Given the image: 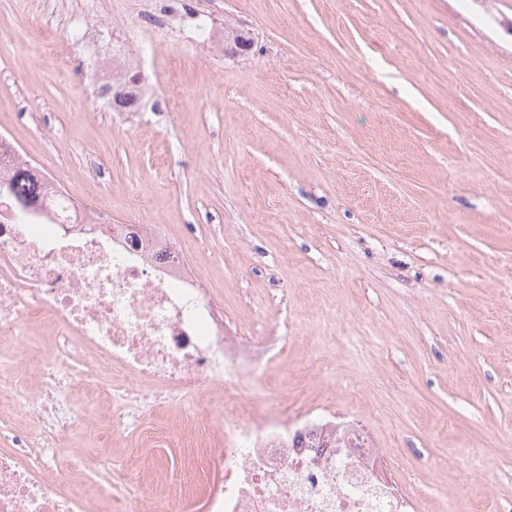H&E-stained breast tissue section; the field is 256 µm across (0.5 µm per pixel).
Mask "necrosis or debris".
<instances>
[{
  "label": "necrosis or debris",
  "mask_w": 512,
  "mask_h": 512,
  "mask_svg": "<svg viewBox=\"0 0 512 512\" xmlns=\"http://www.w3.org/2000/svg\"><path fill=\"white\" fill-rule=\"evenodd\" d=\"M29 162L0 134V177ZM38 208L0 199V404L32 423L0 448V512H184L145 500L107 447L123 433L195 448L207 512H417L414 487L381 476L387 449L335 413H277L247 395L282 352L287 317L262 333H224V299L186 280L194 250L162 224H115L55 203L54 179L30 169ZM100 402L88 419L75 395ZM181 413L171 431L165 408ZM85 430L93 446L68 444Z\"/></svg>",
  "instance_id": "obj_1"
}]
</instances>
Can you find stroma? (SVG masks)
<instances>
[{
  "label": "stroma",
  "mask_w": 512,
  "mask_h": 512,
  "mask_svg": "<svg viewBox=\"0 0 512 512\" xmlns=\"http://www.w3.org/2000/svg\"><path fill=\"white\" fill-rule=\"evenodd\" d=\"M73 2L49 27L42 0H0V132L74 202L129 224L126 190L193 236L189 273L227 318L291 315L268 375L283 409L336 410L429 467L421 512H496L512 497V0H84L112 15L140 122L94 115ZM235 30L251 45L228 56ZM113 445L130 483L205 512L190 449L149 467L136 436Z\"/></svg>",
  "instance_id": "35a3bbf8"
}]
</instances>
